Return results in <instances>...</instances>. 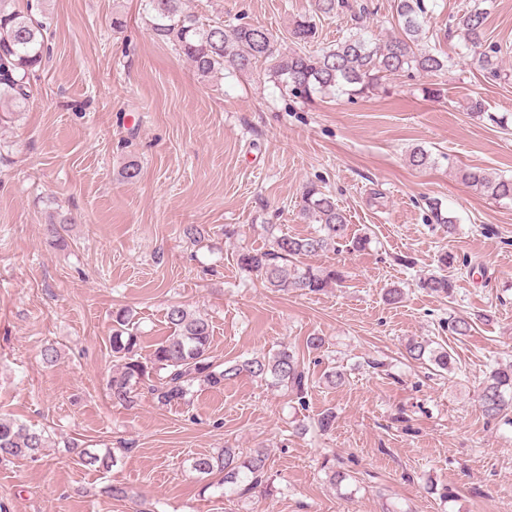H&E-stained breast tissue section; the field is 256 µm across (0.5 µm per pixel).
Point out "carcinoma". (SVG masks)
I'll use <instances>...</instances> for the list:
<instances>
[{
    "label": "carcinoma",
    "instance_id": "carcinoma-1",
    "mask_svg": "<svg viewBox=\"0 0 512 512\" xmlns=\"http://www.w3.org/2000/svg\"><path fill=\"white\" fill-rule=\"evenodd\" d=\"M16 0H0V127L12 122L30 99V75L47 54V22L36 17L33 5L21 10ZM153 35L169 45L194 68L197 76L209 81L224 75L226 67L247 71L264 66L277 86L296 97L308 100L316 93L346 92L364 95L404 73L417 70L442 72L451 67L450 58L424 44L425 0H396L397 33L375 40L356 25L336 43L318 51L302 46L283 51L273 32L263 26L210 21L191 11L187 0H143ZM317 11L334 15L351 9L348 0H316ZM486 9L474 5L456 23V32L465 49L477 57L478 66L490 77L503 75L500 50L487 44ZM316 33L313 20L301 17L293 23L292 35L299 43H308ZM472 114L505 126L508 116L485 111L482 100L470 102ZM409 164L424 168L435 163L428 150L418 146L408 155ZM462 182L496 202L512 203V177L493 174L480 168L459 167ZM300 218L319 225L316 233L304 237L280 235L264 251L247 250L238 255L240 266L258 274L266 287L275 292L290 290L320 292L342 280L334 268L315 269L303 259L338 245L350 251L365 248L366 238H348L347 217L336 200L311 185L306 188ZM417 286L438 296L453 294L454 281L445 274H428ZM171 332L141 353L140 336L134 315L120 309L112 320L110 347L116 358V370L107 389L113 402L136 404L145 390L158 404L167 406L189 401L196 385L221 389L224 383L242 374L257 378L271 387L285 386L302 400L308 391V376L296 351L284 347L271 356L254 355L234 363L219 362L211 354L212 325L209 320L182 305L166 312ZM448 331L468 336L472 324L467 317L448 318ZM408 358L428 361L451 371V355L444 348H433L427 341L411 339L405 345ZM479 406L489 421L512 424L507 410L512 407V365L491 369L482 382ZM45 448L43 431L8 417H0V461L39 458ZM84 463L107 469L118 462L111 450L100 455L82 454ZM267 454L254 449L243 454L225 448L217 454H201L192 460V468L212 478L206 488H217L221 496L248 497L258 490L271 491Z\"/></svg>",
    "mask_w": 512,
    "mask_h": 512
}]
</instances>
